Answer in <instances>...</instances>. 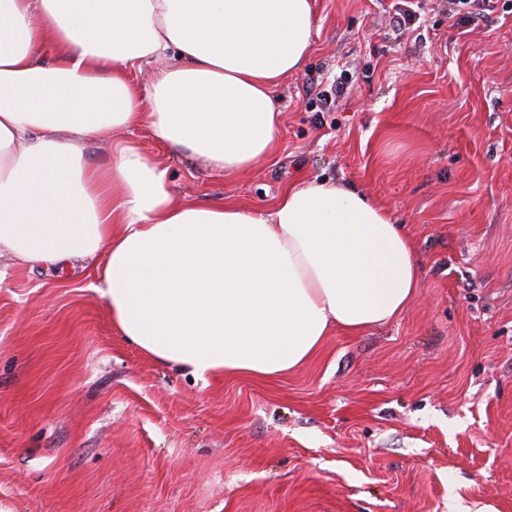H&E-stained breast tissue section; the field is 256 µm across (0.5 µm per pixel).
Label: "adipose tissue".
<instances>
[{"mask_svg": "<svg viewBox=\"0 0 512 512\" xmlns=\"http://www.w3.org/2000/svg\"><path fill=\"white\" fill-rule=\"evenodd\" d=\"M317 24L313 0H0V251L94 261L114 330L201 376L276 377L332 331L393 322L421 269L364 192L313 179L266 210L189 200L114 137L143 126L169 155L248 172L278 146L275 90Z\"/></svg>", "mask_w": 512, "mask_h": 512, "instance_id": "ef3b65f1", "label": "adipose tissue"}]
</instances>
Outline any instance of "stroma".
Instances as JSON below:
<instances>
[{
	"label": "stroma",
	"mask_w": 512,
	"mask_h": 512,
	"mask_svg": "<svg viewBox=\"0 0 512 512\" xmlns=\"http://www.w3.org/2000/svg\"><path fill=\"white\" fill-rule=\"evenodd\" d=\"M315 0L276 90L275 155L226 177L165 157L177 192L272 206L331 179L389 209L422 268L390 325L335 331L270 379L203 377L120 336L82 262L0 254V504L11 512H512V0ZM351 78L330 111L310 83ZM496 0H453L452 4L456 5L457 9L451 10L452 14H450V19L455 18L453 22L454 25H462L473 20L474 15H479L480 13H475L471 9L472 7H481L482 11L488 10L492 11L495 8ZM467 9V10H466ZM466 10V11H465Z\"/></svg>",
	"instance_id": "stroma-1"
}]
</instances>
